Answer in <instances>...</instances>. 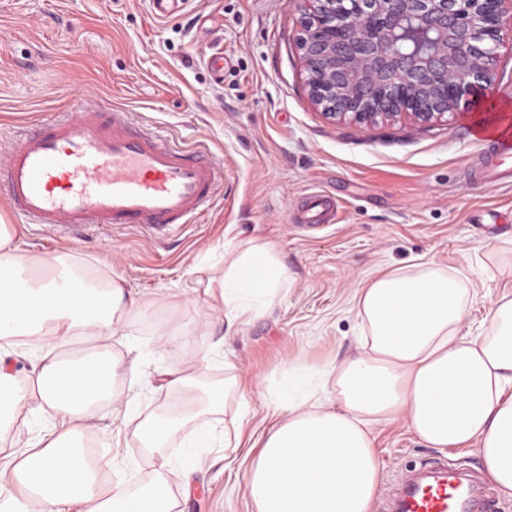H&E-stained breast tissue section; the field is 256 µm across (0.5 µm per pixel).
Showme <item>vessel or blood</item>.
I'll return each instance as SVG.
<instances>
[{"instance_id": "obj_1", "label": "vessel or blood", "mask_w": 512, "mask_h": 512, "mask_svg": "<svg viewBox=\"0 0 512 512\" xmlns=\"http://www.w3.org/2000/svg\"><path fill=\"white\" fill-rule=\"evenodd\" d=\"M483 176L512 180V147L501 145ZM224 186L205 145H172L119 108H78L33 124L0 159V201L36 224L191 223ZM460 486L439 478L412 485L398 512H465Z\"/></svg>"}]
</instances>
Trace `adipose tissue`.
<instances>
[{"label":"adipose tissue","mask_w":512,"mask_h":512,"mask_svg":"<svg viewBox=\"0 0 512 512\" xmlns=\"http://www.w3.org/2000/svg\"><path fill=\"white\" fill-rule=\"evenodd\" d=\"M286 279L273 246L252 238L190 291L234 319L271 301ZM357 297L368 334L355 355L320 372L329 396L311 399V373L299 366L280 385L277 423L246 473L254 512H370L380 482L372 428L396 421L432 448L477 445L490 480L512 497V298L491 304L484 332L462 336L467 290L437 263L380 274ZM141 308L122 278L98 287L64 257L26 254L0 224V339L38 344L23 384L0 352V436L35 409L55 415L30 448L0 455V512H64L74 499L82 512H173L169 486L188 482L190 468H159L136 493L107 489L81 444L92 409L108 404L124 366L107 344L126 335ZM86 337L100 349L58 354Z\"/></svg>","instance_id":"ef3b65f1"}]
</instances>
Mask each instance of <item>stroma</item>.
Segmentation results:
<instances>
[{
  "label": "stroma",
  "instance_id": "1",
  "mask_svg": "<svg viewBox=\"0 0 512 512\" xmlns=\"http://www.w3.org/2000/svg\"><path fill=\"white\" fill-rule=\"evenodd\" d=\"M298 0H183L158 17L150 0H0V149L34 119L71 112L84 101L127 109L164 136L204 143L224 167V188L183 229L97 225L75 231L28 224L0 204L19 246L61 254L84 276L115 275L151 314L111 342L117 355L141 350L138 377L118 375L114 391L133 400L125 416L95 409L92 448L107 486L151 483L159 463L181 468L184 441L217 417L188 422L163 447L132 453L135 426L176 412L177 394L160 390L155 369L194 375L202 386L236 376L255 410L239 448L195 451L190 486L171 487L174 512H254L244 474L272 420L266 406L289 367L319 372L356 351L367 328L356 291L388 270L432 261L459 276L471 294L463 331L489 323L491 302L512 295V185L489 186L462 173L483 144L475 129L485 112L448 115L425 129L407 120L337 123L314 106L295 38ZM224 58V73L210 66ZM319 191L332 205L307 210ZM273 244L289 280L250 317L228 323L204 297L171 300L241 240ZM169 321L159 341L154 319ZM232 370H225V363ZM381 464L371 512L423 464L483 479L490 512H512V499L485 481L477 447L425 445L402 422L375 426Z\"/></svg>",
  "mask_w": 512,
  "mask_h": 512
}]
</instances>
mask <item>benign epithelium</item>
<instances>
[{
    "label": "benign epithelium",
    "mask_w": 512,
    "mask_h": 512,
    "mask_svg": "<svg viewBox=\"0 0 512 512\" xmlns=\"http://www.w3.org/2000/svg\"><path fill=\"white\" fill-rule=\"evenodd\" d=\"M311 102L360 124L431 127L486 101L512 59V0H301Z\"/></svg>",
    "instance_id": "1"
}]
</instances>
